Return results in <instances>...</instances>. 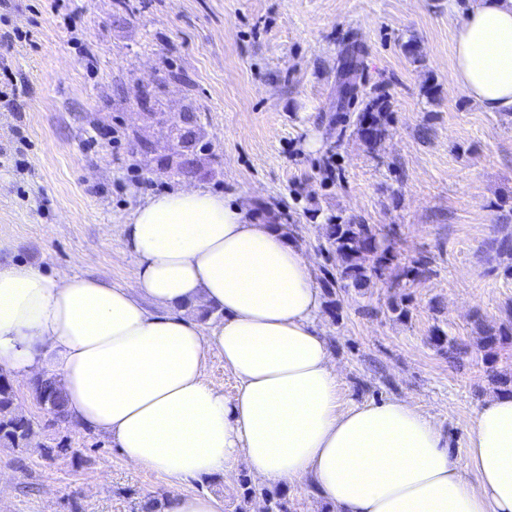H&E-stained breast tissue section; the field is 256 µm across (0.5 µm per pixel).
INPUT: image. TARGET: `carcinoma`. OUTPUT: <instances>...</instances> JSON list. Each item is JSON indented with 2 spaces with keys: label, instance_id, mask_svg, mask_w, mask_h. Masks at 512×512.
I'll return each mask as SVG.
<instances>
[{
  "label": "carcinoma",
  "instance_id": "obj_1",
  "mask_svg": "<svg viewBox=\"0 0 512 512\" xmlns=\"http://www.w3.org/2000/svg\"><path fill=\"white\" fill-rule=\"evenodd\" d=\"M385 98L376 95L369 98L364 112L357 115L355 125L360 138L369 146H376L385 135L384 115ZM198 115L195 112L183 113V123L188 134L194 136V153L205 151L206 142L203 136L194 130ZM287 204L279 202L276 207L269 209L268 214L276 221V228L285 236H292L298 230L295 224L280 223L288 219ZM320 251L334 259V267L324 269V280L327 284L343 288L360 287L371 278H386L390 276L394 254L389 232L363 220L336 215L324 217L322 237L319 243ZM430 273L429 261L420 257L403 268L402 276L418 279ZM431 341L446 349L448 359L457 360L467 353V346L447 337L437 335ZM34 392L39 404L58 421H67L65 399L61 386L52 377H37L33 383ZM33 427L30 418L17 412L15 407V392L8 376L0 370V445L11 448H27V433ZM243 500L249 502L257 496H262L266 502V512H290L285 497L271 494L267 491L257 492L247 475L240 477Z\"/></svg>",
  "mask_w": 512,
  "mask_h": 512
}]
</instances>
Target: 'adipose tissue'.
<instances>
[{
	"label": "adipose tissue",
	"mask_w": 512,
	"mask_h": 512,
	"mask_svg": "<svg viewBox=\"0 0 512 512\" xmlns=\"http://www.w3.org/2000/svg\"><path fill=\"white\" fill-rule=\"evenodd\" d=\"M451 79L512 111V0H473ZM119 231L137 264L128 286L0 263V368L56 377L70 420L129 464L175 485L244 464L269 485L310 483L336 512H512V393L476 412L465 477L406 400L342 406L313 266L280 231L202 187L146 197ZM198 300L223 320L202 328L184 311ZM213 354L234 399L207 376Z\"/></svg>",
	"instance_id": "adipose-tissue-1"
}]
</instances>
